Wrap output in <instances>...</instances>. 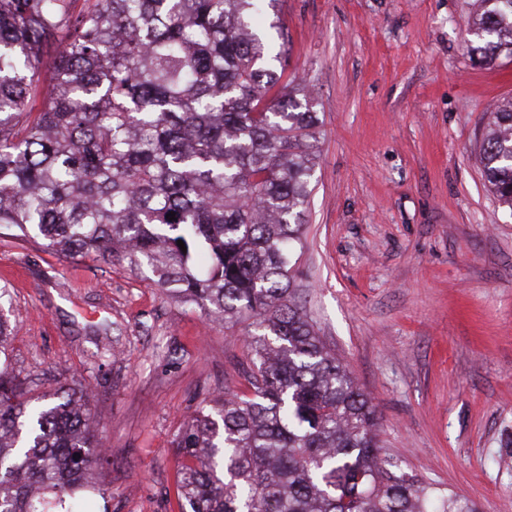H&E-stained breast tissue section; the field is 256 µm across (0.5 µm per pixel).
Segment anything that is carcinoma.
I'll return each mask as SVG.
<instances>
[{
    "instance_id": "obj_1",
    "label": "carcinoma",
    "mask_w": 512,
    "mask_h": 512,
    "mask_svg": "<svg viewBox=\"0 0 512 512\" xmlns=\"http://www.w3.org/2000/svg\"><path fill=\"white\" fill-rule=\"evenodd\" d=\"M277 4L0 0V230L125 263L226 325L248 314L261 328L244 337L245 389L198 407L173 442L186 512H479L386 454L371 397L294 285L319 118L284 79L266 24ZM471 31L480 62L511 59L512 0H477ZM479 161L512 210V98ZM6 360L0 512H79L96 491L88 392L33 405V379Z\"/></svg>"
}]
</instances>
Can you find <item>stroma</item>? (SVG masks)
Segmentation results:
<instances>
[{"instance_id": "stroma-1", "label": "stroma", "mask_w": 512, "mask_h": 512, "mask_svg": "<svg viewBox=\"0 0 512 512\" xmlns=\"http://www.w3.org/2000/svg\"><path fill=\"white\" fill-rule=\"evenodd\" d=\"M474 0H282L286 73L320 124L292 250L319 336L377 407L405 470L512 512V210L478 160L512 62L479 64ZM11 371L84 388L111 512H180L172 444L203 399L244 386L242 336L124 265L0 236Z\"/></svg>"}]
</instances>
